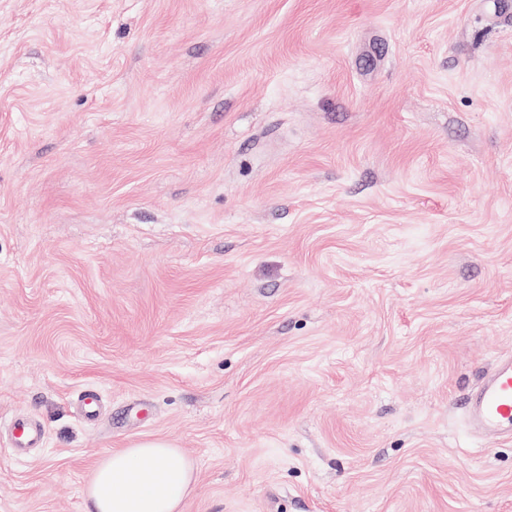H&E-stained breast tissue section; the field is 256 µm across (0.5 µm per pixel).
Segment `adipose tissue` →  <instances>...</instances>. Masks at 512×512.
<instances>
[{"mask_svg":"<svg viewBox=\"0 0 512 512\" xmlns=\"http://www.w3.org/2000/svg\"><path fill=\"white\" fill-rule=\"evenodd\" d=\"M196 469L165 439L142 441L103 455L86 486L88 512H183Z\"/></svg>","mask_w":512,"mask_h":512,"instance_id":"ef3b65f1","label":"adipose tissue"}]
</instances>
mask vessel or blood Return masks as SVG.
Masks as SVG:
<instances>
[{"instance_id": "obj_1", "label": "vessel or blood", "mask_w": 512, "mask_h": 512, "mask_svg": "<svg viewBox=\"0 0 512 512\" xmlns=\"http://www.w3.org/2000/svg\"><path fill=\"white\" fill-rule=\"evenodd\" d=\"M464 417L475 435L492 442L512 438V354L499 356L491 374L467 397ZM10 432L17 456L42 440L40 427L22 415L12 420Z\"/></svg>"}]
</instances>
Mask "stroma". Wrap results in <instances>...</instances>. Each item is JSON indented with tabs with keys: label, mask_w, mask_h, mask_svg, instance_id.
I'll return each instance as SVG.
<instances>
[{
	"label": "stroma",
	"mask_w": 512,
	"mask_h": 512,
	"mask_svg": "<svg viewBox=\"0 0 512 512\" xmlns=\"http://www.w3.org/2000/svg\"><path fill=\"white\" fill-rule=\"evenodd\" d=\"M507 353L512 0H0V512H512ZM469 430L491 442L512 438V354L497 358L493 371L464 404ZM12 437V452L21 456L27 448H34L42 441L40 427L28 417L19 415L15 417L10 426ZM196 469L165 439L112 450L97 462L86 486L88 512H183Z\"/></svg>",
	"instance_id": "1"
}]
</instances>
